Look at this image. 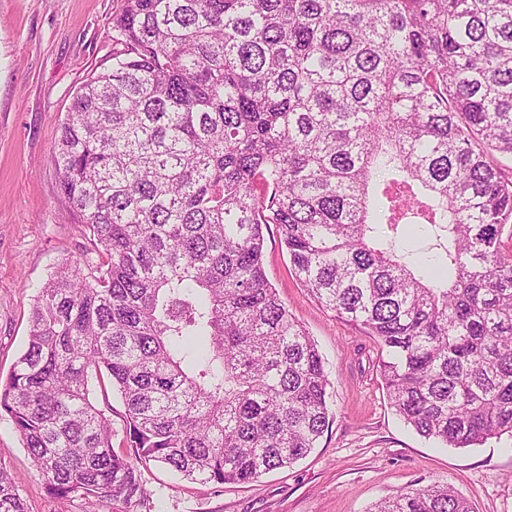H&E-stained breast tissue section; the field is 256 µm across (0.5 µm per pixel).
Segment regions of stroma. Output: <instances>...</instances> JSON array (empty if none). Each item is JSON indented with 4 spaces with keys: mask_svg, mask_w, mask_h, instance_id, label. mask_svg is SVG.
Returning <instances> with one entry per match:
<instances>
[{
    "mask_svg": "<svg viewBox=\"0 0 512 512\" xmlns=\"http://www.w3.org/2000/svg\"><path fill=\"white\" fill-rule=\"evenodd\" d=\"M122 0H0V375L25 349L33 299L59 265L98 262L87 228L60 198L59 125L75 91L110 70ZM265 274L309 332L331 385L332 430L292 467L248 484L194 483L139 466L146 498H50L18 432L0 417V467L27 512H371L400 491L445 481L473 512H512V437L443 448L388 403L379 348L296 280L276 226L264 232Z\"/></svg>",
    "mask_w": 512,
    "mask_h": 512,
    "instance_id": "1",
    "label": "stroma"
}]
</instances>
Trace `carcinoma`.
I'll use <instances>...</instances> for the list:
<instances>
[{"mask_svg": "<svg viewBox=\"0 0 512 512\" xmlns=\"http://www.w3.org/2000/svg\"><path fill=\"white\" fill-rule=\"evenodd\" d=\"M60 124L62 200L101 261L57 268L0 377L54 499L146 496L137 465L242 484L335 421L315 341L263 269L361 327L419 435L512 437V0H123ZM436 232L427 269L399 229ZM120 393L134 457L112 446ZM0 468V512H26ZM371 512H472L445 483Z\"/></svg>", "mask_w": 512, "mask_h": 512, "instance_id": "cac0c4a2", "label": "carcinoma"}]
</instances>
